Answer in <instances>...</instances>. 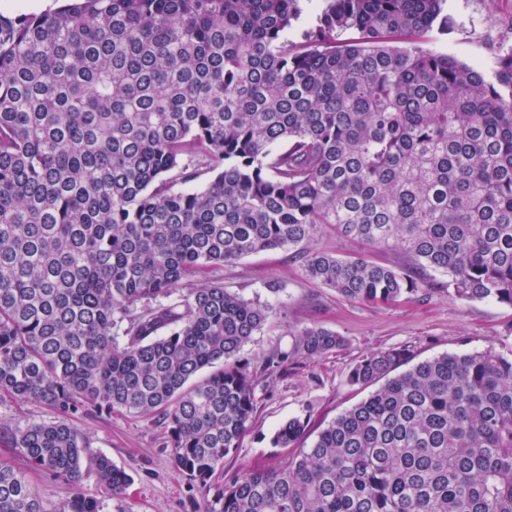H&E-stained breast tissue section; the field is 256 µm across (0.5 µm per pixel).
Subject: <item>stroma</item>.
<instances>
[{
  "instance_id": "1",
  "label": "stroma",
  "mask_w": 512,
  "mask_h": 512,
  "mask_svg": "<svg viewBox=\"0 0 512 512\" xmlns=\"http://www.w3.org/2000/svg\"><path fill=\"white\" fill-rule=\"evenodd\" d=\"M444 12L452 25L429 32L427 48L485 69L495 53L512 48V0H446ZM301 250L361 255L384 265L405 261L398 251L350 242L329 228ZM296 252L262 251L209 273L231 291L272 308L263 329L240 351L257 384L258 401L240 448L224 460V476L279 462L286 451L273 447L271 437L288 419L308 420L301 445L310 447L320 430L367 396V388L350 384L348 375L370 352L403 348L416 363L452 352L512 355V307L459 300L444 291L395 304L350 301L309 280ZM313 325L341 336L342 346L315 358L293 355L295 331ZM274 351L288 353L289 359L270 368L266 357ZM75 425L88 436L90 453L106 454L133 479L124 495L105 500L103 512H197L203 493L175 468L161 419L116 413L83 417Z\"/></svg>"
}]
</instances>
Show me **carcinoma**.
Returning a JSON list of instances; mask_svg holds the SVG:
<instances>
[{
	"label": "carcinoma",
	"mask_w": 512,
	"mask_h": 512,
	"mask_svg": "<svg viewBox=\"0 0 512 512\" xmlns=\"http://www.w3.org/2000/svg\"><path fill=\"white\" fill-rule=\"evenodd\" d=\"M67 0L0 14V400L29 469L103 512L132 478L78 417L158 415L202 512H512V356L367 355L376 386L281 464L220 481L256 406L240 351L270 308L195 278L332 226L388 266L302 255L360 302L443 289L512 307V50L492 75L421 46L445 0ZM211 179L181 185L200 173ZM448 276L440 282L427 271ZM307 326L294 352L342 346ZM99 494L75 490L83 467ZM0 512H47L0 457ZM50 417L52 414L44 408L34 405L20 406L13 402H0V423L11 427L33 421L48 420Z\"/></svg>",
	"instance_id": "1"
}]
</instances>
